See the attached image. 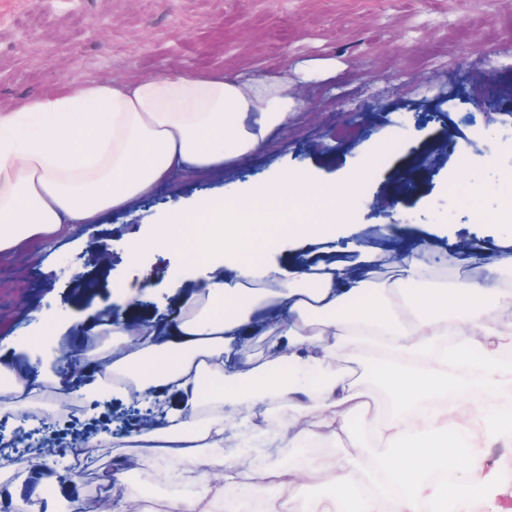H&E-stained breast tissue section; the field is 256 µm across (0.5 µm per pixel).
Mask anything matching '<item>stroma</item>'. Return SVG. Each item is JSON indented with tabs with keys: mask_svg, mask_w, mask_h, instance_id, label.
<instances>
[{
	"mask_svg": "<svg viewBox=\"0 0 512 512\" xmlns=\"http://www.w3.org/2000/svg\"><path fill=\"white\" fill-rule=\"evenodd\" d=\"M314 61L324 73L297 79L291 94L302 108L287 128L274 130L269 147L208 177L175 176L127 208L95 223L66 226L0 263V358L38 370L52 365L54 345L75 352L96 349L103 337L88 327L124 308L112 300V284L127 280L150 286L142 304L165 319L174 303L171 283L190 282L186 250L152 251L144 230L162 237L167 213L189 207L201 195L234 198L243 188H262L281 172L309 171L321 186L341 177L357 180L351 198L336 210L340 224H390L409 247L420 248L440 275L465 274L472 248L496 251L512 244V222L502 219L512 195L500 192L512 171V106L482 110L485 73L512 91V0H0V110L69 86L135 80L172 69H210L253 82L280 75L286 64ZM404 83L401 94L394 84ZM386 130L402 147H361ZM434 154L416 191L389 209L384 201L397 171L413 172ZM478 184L483 213L474 221L458 196V182ZM142 250L139 266L127 257ZM44 310L67 321L62 336L29 356L25 341ZM362 388L387 396L392 363H377L366 350L350 353ZM128 400L108 393L63 420V434L83 431L90 420L112 425ZM338 438H313L276 450L256 465L233 439L224 441V463L250 487L309 499L332 491L330 466L346 454L365 453L360 417L345 420ZM135 448L98 452L100 466L123 471L117 493L125 512H161L165 500L188 494L193 483L159 485L137 465ZM299 465V483L287 486L271 470Z\"/></svg>",
	"mask_w": 512,
	"mask_h": 512,
	"instance_id": "35a3bbf8",
	"label": "stroma"
}]
</instances>
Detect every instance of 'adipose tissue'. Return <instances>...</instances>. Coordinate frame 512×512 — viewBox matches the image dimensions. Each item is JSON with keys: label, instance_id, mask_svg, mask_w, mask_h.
Returning a JSON list of instances; mask_svg holds the SVG:
<instances>
[{"label": "adipose tissue", "instance_id": "adipose-tissue-1", "mask_svg": "<svg viewBox=\"0 0 512 512\" xmlns=\"http://www.w3.org/2000/svg\"><path fill=\"white\" fill-rule=\"evenodd\" d=\"M297 105L284 77L247 85L221 73L176 71L133 83L90 82L0 112V261L62 225L87 224L131 205L173 171L203 175L262 150ZM274 183L281 206L322 209L316 220L289 225V233L316 239L342 232L330 216L355 182L342 179L325 190L297 173ZM194 208L210 224L193 262L194 287L176 299L164 325L133 304L127 287H115L114 297L128 304L109 333L120 357L106 369L91 366L88 378L77 381L87 395L107 380L120 392L132 386L157 393L164 422L113 439L88 433L78 447L129 444L143 449L144 465L161 460L175 477L194 473V491L168 498L164 512H238L224 501V485L236 472L220 470L202 453L223 447L225 426L251 424V409L284 404L292 416L272 437L278 447L337 434V416L347 413L368 415L372 451L332 464L339 492L312 500L282 494L270 500L268 512H343L342 489L358 483L365 487L358 512H438L450 484L475 477L488 488L504 484L484 454L465 447L472 425H485L489 438H512L511 428L488 427L480 408L454 426L448 410L424 417L416 409L443 387L458 398L478 393L493 401L512 387V363L501 361L504 342L489 326L499 305L512 304L511 288L489 285L478 267L434 278L408 253L395 276L379 284L339 255L284 267L247 263L241 251L269 221L251 190L228 206L201 197ZM265 311L287 343L284 353L225 372L232 337L251 334ZM364 349L413 362L412 371L390 377L392 405L362 392L339 368L341 356ZM21 469L23 482L6 490L13 512H31L51 481L70 512H85L78 474L59 481L38 466Z\"/></svg>", "mask_w": 512, "mask_h": 512}]
</instances>
